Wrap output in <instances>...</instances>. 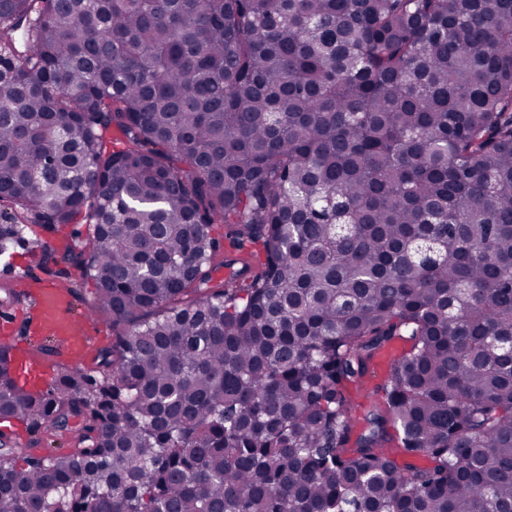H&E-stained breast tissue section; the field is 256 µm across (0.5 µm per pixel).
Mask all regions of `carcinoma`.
Returning <instances> with one entry per match:
<instances>
[{
    "mask_svg": "<svg viewBox=\"0 0 512 512\" xmlns=\"http://www.w3.org/2000/svg\"><path fill=\"white\" fill-rule=\"evenodd\" d=\"M1 210L114 336L0 345L69 445L0 431V512H512V0H0ZM19 341L26 344L29 348L22 347L21 344L11 345V353L18 358L20 363L28 367L30 375L38 377L42 381H49L51 378V372L46 364L45 360L42 359L32 349L39 351L42 347H48L53 345L52 339L46 336H31L24 332H21ZM31 348V349H30ZM409 346L410 344L408 342L401 339L387 344L378 351L369 362L368 371L363 378V382L349 388L351 414L355 422L352 435L353 440L361 429L360 418L362 417L363 410L370 405L380 404L382 402V393L378 390V387L387 379L395 360H397Z\"/></svg>",
    "mask_w": 512,
    "mask_h": 512,
    "instance_id": "obj_1",
    "label": "carcinoma"
}]
</instances>
